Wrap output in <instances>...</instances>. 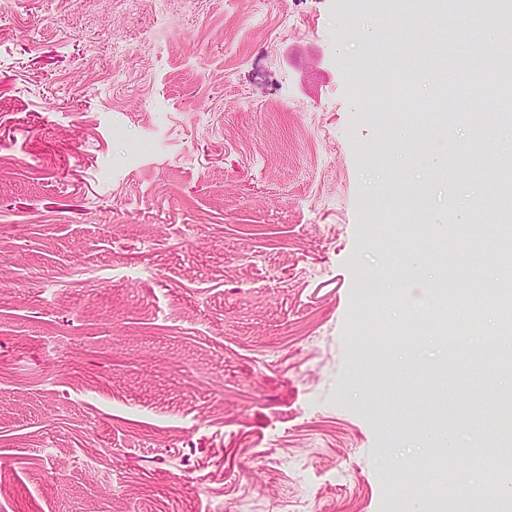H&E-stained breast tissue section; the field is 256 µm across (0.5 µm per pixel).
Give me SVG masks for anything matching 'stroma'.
I'll list each match as a JSON object with an SVG mask.
<instances>
[{
  "label": "stroma",
  "instance_id": "stroma-1",
  "mask_svg": "<svg viewBox=\"0 0 512 512\" xmlns=\"http://www.w3.org/2000/svg\"><path fill=\"white\" fill-rule=\"evenodd\" d=\"M400 8L0 0V512H413L438 383L511 378L433 324L389 336L432 312L437 243L501 263L440 165L501 193L512 122L490 85L426 115L429 14L370 47ZM409 254L426 273L381 293Z\"/></svg>",
  "mask_w": 512,
  "mask_h": 512
}]
</instances>
